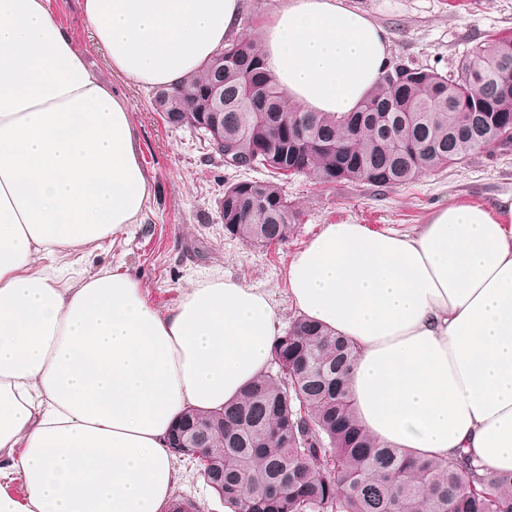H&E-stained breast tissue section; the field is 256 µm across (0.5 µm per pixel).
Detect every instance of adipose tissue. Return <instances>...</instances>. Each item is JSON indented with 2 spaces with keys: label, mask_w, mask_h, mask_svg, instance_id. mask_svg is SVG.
I'll return each instance as SVG.
<instances>
[{
  "label": "adipose tissue",
  "mask_w": 512,
  "mask_h": 512,
  "mask_svg": "<svg viewBox=\"0 0 512 512\" xmlns=\"http://www.w3.org/2000/svg\"><path fill=\"white\" fill-rule=\"evenodd\" d=\"M115 72L178 87L241 31V0H83ZM266 70L312 112L353 111L390 66L386 31L343 0H280ZM131 114L47 0H0V512H163L187 410H217L281 335L269 292L231 280L167 311L107 269L39 267L141 219L151 181ZM308 318L356 347L352 412L415 457L512 471V198L455 204L407 233L328 224L285 270Z\"/></svg>",
  "instance_id": "1"
}]
</instances>
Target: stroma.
I'll return each instance as SVG.
<instances>
[{
    "mask_svg": "<svg viewBox=\"0 0 512 512\" xmlns=\"http://www.w3.org/2000/svg\"><path fill=\"white\" fill-rule=\"evenodd\" d=\"M372 17L389 37L392 64L408 63L445 74L477 43L512 36V0H347ZM82 0H49V8L74 47L98 70L128 107L140 142L139 161L153 181L140 223L102 241L92 263L79 253L44 258L47 266L76 271L118 264L130 269L148 302L159 311L176 304L189 287L230 279L271 293L281 325L299 316L284 271L324 225L355 223L413 231L438 209L456 203L492 205L512 197V150L472 155L466 163L421 176L414 183L374 187L365 183L318 186L302 176L286 185L302 220L293 236L269 248L225 236L221 197L230 178L218 155L187 129L171 126L152 108V89L113 72L97 47L82 12ZM176 492L224 512L196 462L177 464Z\"/></svg>",
    "mask_w": 512,
    "mask_h": 512,
    "instance_id": "35a3bbf8",
    "label": "stroma"
}]
</instances>
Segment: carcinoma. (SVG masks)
I'll return each instance as SVG.
<instances>
[{"mask_svg": "<svg viewBox=\"0 0 512 512\" xmlns=\"http://www.w3.org/2000/svg\"><path fill=\"white\" fill-rule=\"evenodd\" d=\"M232 60L217 76L214 61L172 90L159 86L153 108L168 123L210 140L194 123L224 125L231 153L224 168V233L261 246L285 242L299 211L281 180L305 175L317 185L363 182L377 187L412 183L424 171L465 162L494 145L512 148V89L499 85L512 69V39L476 46L456 72L420 66L389 68L352 112H310L290 101L267 73L257 41L240 36L222 48ZM250 73L260 103L242 95ZM224 79V111L212 112L204 92ZM308 134L295 143L290 126ZM277 128L273 135L271 128ZM267 173L251 179L247 173ZM262 205L240 211V189ZM355 347L303 316L288 326L268 366L221 411L186 412L184 441L209 448L204 479L234 512H512V473L487 479L466 455L435 461L401 455L358 427L347 378Z\"/></svg>", "mask_w": 512, "mask_h": 512, "instance_id": "cac0c4a2", "label": "carcinoma"}]
</instances>
